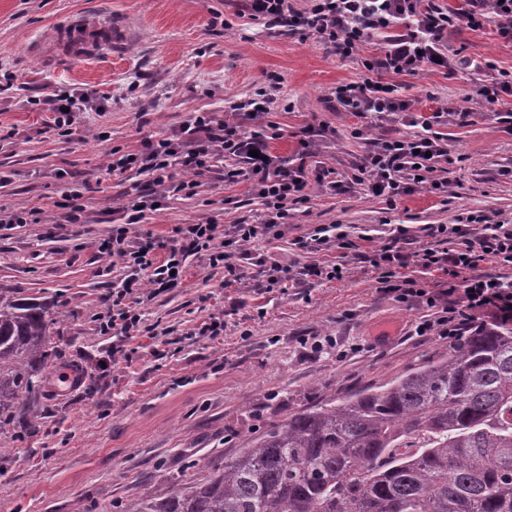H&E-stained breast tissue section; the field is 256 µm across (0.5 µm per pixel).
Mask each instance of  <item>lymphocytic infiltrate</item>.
Returning <instances> with one entry per match:
<instances>
[{"label": "lymphocytic infiltrate", "instance_id": "obj_1", "mask_svg": "<svg viewBox=\"0 0 512 512\" xmlns=\"http://www.w3.org/2000/svg\"><path fill=\"white\" fill-rule=\"evenodd\" d=\"M465 2V8L450 10L437 0H309L306 8L298 9L293 0H246V10L253 20L287 25L289 31L315 39L344 58L355 55L364 42L381 39L380 54L362 59L360 80L337 85L332 96L337 110L354 117L398 112L405 125L412 127L409 135L377 138L356 164V183L391 202L420 187L441 193L448 190L447 180L436 176L448 157V142L432 131L429 122H418L412 115V103L401 94L394 76L456 67L484 73V80L464 97L466 106L458 112L463 119L471 116L472 105L491 107L502 96H512L511 72H494L488 61L453 58L448 45L455 32L476 30L490 22L499 37L512 43V0ZM42 104L51 115L48 129L64 135L70 133L77 115L96 107L97 101L87 91L63 87ZM300 145L295 157L280 156L271 151L264 132H248L238 122L202 113L193 116L179 133L147 142L143 152L109 162L112 172L136 167L147 173L150 189L127 196L128 224L113 226L97 248L126 273L120 287L104 299V310L96 319L99 330L125 338L154 334L155 327L145 321L141 307L182 284L188 257H204L209 267L223 269L225 284L238 282L252 261V240L282 234L290 206L307 201L309 182L333 192L341 190V182L331 179L329 170L308 169L310 142L304 138ZM219 154L241 160V167L225 169L224 179L249 182L264 206L260 223L231 224L222 230L210 222L182 224L174 229L179 238L175 244L150 231L132 232V225L141 222L145 211L156 210L165 194L193 195L199 177L210 172ZM176 165L189 171L190 179L173 182L170 170ZM427 235L428 242L418 245L407 229L397 228L386 244L372 248L368 256L381 271L384 294L403 303L422 301L430 308V315L418 323L417 334L453 339L481 323L512 322V277L480 270L491 261L512 266V224L467 211L453 223L428 226ZM412 265L457 278L460 309L448 307L408 275Z\"/></svg>", "mask_w": 512, "mask_h": 512}]
</instances>
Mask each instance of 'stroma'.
I'll list each match as a JSON object with an SVG mask.
<instances>
[{
    "instance_id": "35a3bbf8",
    "label": "stroma",
    "mask_w": 512,
    "mask_h": 512,
    "mask_svg": "<svg viewBox=\"0 0 512 512\" xmlns=\"http://www.w3.org/2000/svg\"><path fill=\"white\" fill-rule=\"evenodd\" d=\"M80 15L122 21L126 43L91 60L43 63L55 50L53 26ZM381 47L373 39L361 55H330L286 27L252 21L243 0H0V70L14 75L11 92L0 95V174L7 178L0 211H44L38 224L0 223V296L65 311L53 343L64 359L90 367L95 385L40 397L30 433L0 456V512H132L143 489L163 497L204 479L289 414L384 384L452 348L451 340L416 335L426 304L379 292L378 270L354 251L311 254L293 245L322 224L345 225L379 246L391 226L418 238L425 225L472 209L512 221V124L503 118L512 97L497 114L460 121L455 111L475 78L457 70L399 79L417 116L448 137L447 194L421 189L390 205L354 184L353 165L368 140L394 122L355 118L333 110L328 98L336 85L358 80L362 56ZM451 49L512 72V43L492 26L461 31ZM60 86L95 92L104 106L82 114L68 136L46 133L48 113L27 103ZM261 89L272 99L264 120L276 133L272 152L295 155L298 131L328 124L309 162L335 170L347 190L334 195L312 185L310 202L294 206L283 235L250 248L295 269L340 262L342 279L302 285L291 278L269 289L248 276L228 287L223 270L189 258L182 287L143 307L158 337L126 339V359L113 361L116 339L100 335L95 320L123 272L99 256L97 243L126 222L123 194L148 177L109 174L112 152L141 151L197 112L236 120L234 104ZM357 125L365 139L352 138ZM213 165L195 195L166 194L141 229L165 236L177 224L259 222L263 207L248 182L217 179L224 156ZM70 192L84 208L77 224L62 206ZM213 313L224 317L223 337L195 336ZM327 336L340 355L303 344Z\"/></svg>"
}]
</instances>
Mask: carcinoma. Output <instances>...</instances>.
<instances>
[{"instance_id":"obj_1","label":"carcinoma","mask_w":512,"mask_h":512,"mask_svg":"<svg viewBox=\"0 0 512 512\" xmlns=\"http://www.w3.org/2000/svg\"><path fill=\"white\" fill-rule=\"evenodd\" d=\"M54 308L0 296V425L65 366ZM134 512H512V326H482L380 386L292 413Z\"/></svg>"}]
</instances>
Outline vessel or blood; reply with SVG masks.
<instances>
[{"label": "vessel or blood", "instance_id": "vessel-or-blood-1", "mask_svg": "<svg viewBox=\"0 0 512 512\" xmlns=\"http://www.w3.org/2000/svg\"><path fill=\"white\" fill-rule=\"evenodd\" d=\"M123 42L122 29L110 22L75 17L60 23L55 30L57 47L70 58L81 60L97 54L107 44Z\"/></svg>", "mask_w": 512, "mask_h": 512}]
</instances>
